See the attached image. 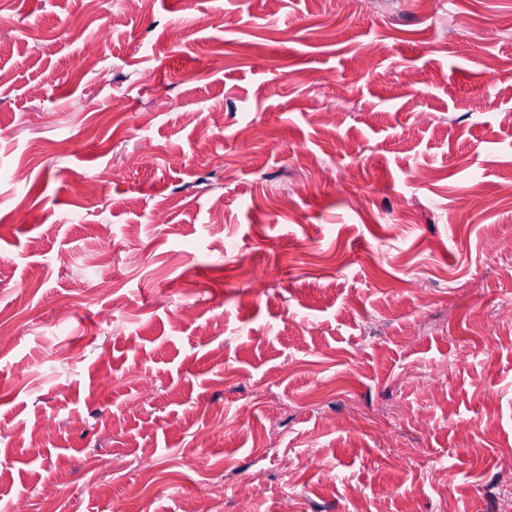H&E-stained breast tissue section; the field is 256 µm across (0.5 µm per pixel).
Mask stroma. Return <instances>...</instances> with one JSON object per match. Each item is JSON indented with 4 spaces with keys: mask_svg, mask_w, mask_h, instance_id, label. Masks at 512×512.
Masks as SVG:
<instances>
[{
    "mask_svg": "<svg viewBox=\"0 0 512 512\" xmlns=\"http://www.w3.org/2000/svg\"><path fill=\"white\" fill-rule=\"evenodd\" d=\"M0 32V512H281L272 424L304 512H496L512 0H0Z\"/></svg>",
    "mask_w": 512,
    "mask_h": 512,
    "instance_id": "stroma-1",
    "label": "stroma"
}]
</instances>
